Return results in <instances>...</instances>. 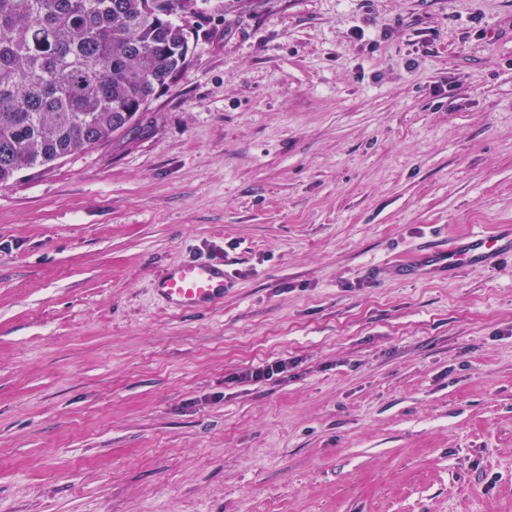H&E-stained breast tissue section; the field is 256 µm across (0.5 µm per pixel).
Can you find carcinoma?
<instances>
[{
  "label": "carcinoma",
  "mask_w": 512,
  "mask_h": 512,
  "mask_svg": "<svg viewBox=\"0 0 512 512\" xmlns=\"http://www.w3.org/2000/svg\"><path fill=\"white\" fill-rule=\"evenodd\" d=\"M181 0H0V187L102 145L191 52Z\"/></svg>",
  "instance_id": "cac0c4a2"
}]
</instances>
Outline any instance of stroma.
Instances as JSON below:
<instances>
[{
    "instance_id": "35a3bbf8",
    "label": "stroma",
    "mask_w": 512,
    "mask_h": 512,
    "mask_svg": "<svg viewBox=\"0 0 512 512\" xmlns=\"http://www.w3.org/2000/svg\"><path fill=\"white\" fill-rule=\"evenodd\" d=\"M185 22L127 132L0 188V512H512V258L364 273L512 225V0ZM186 259L223 304L156 294ZM233 283V273L224 264L189 259L168 267L155 291L172 311L186 313L223 300ZM288 369V363L284 360L276 361L272 364L262 365L248 370L236 377V381L261 382L270 380L274 375L284 373Z\"/></svg>"
}]
</instances>
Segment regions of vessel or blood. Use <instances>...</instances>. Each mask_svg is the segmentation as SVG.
<instances>
[{
    "mask_svg": "<svg viewBox=\"0 0 512 512\" xmlns=\"http://www.w3.org/2000/svg\"><path fill=\"white\" fill-rule=\"evenodd\" d=\"M512 254V228L493 235L471 233L445 246L425 249L423 267L432 273H451L488 267ZM234 283L226 266L189 259L168 267L157 279L156 293L177 313L196 311L224 298Z\"/></svg>",
    "mask_w": 512,
    "mask_h": 512,
    "instance_id": "obj_1",
    "label": "vessel or blood"
}]
</instances>
